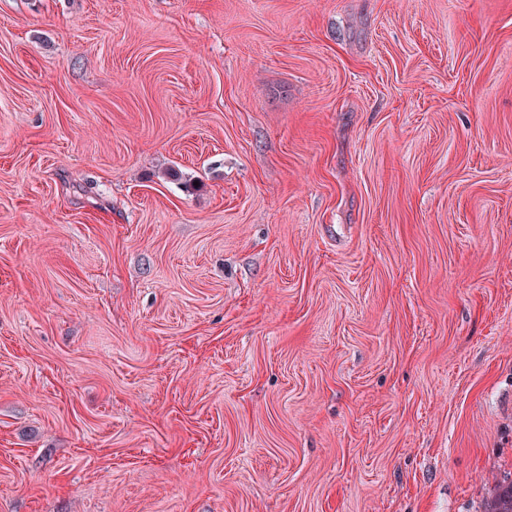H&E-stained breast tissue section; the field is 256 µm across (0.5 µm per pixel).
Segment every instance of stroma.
Instances as JSON below:
<instances>
[{"label": "stroma", "instance_id": "stroma-1", "mask_svg": "<svg viewBox=\"0 0 512 512\" xmlns=\"http://www.w3.org/2000/svg\"><path fill=\"white\" fill-rule=\"evenodd\" d=\"M510 475L512 0H0V512Z\"/></svg>", "mask_w": 512, "mask_h": 512}]
</instances>
